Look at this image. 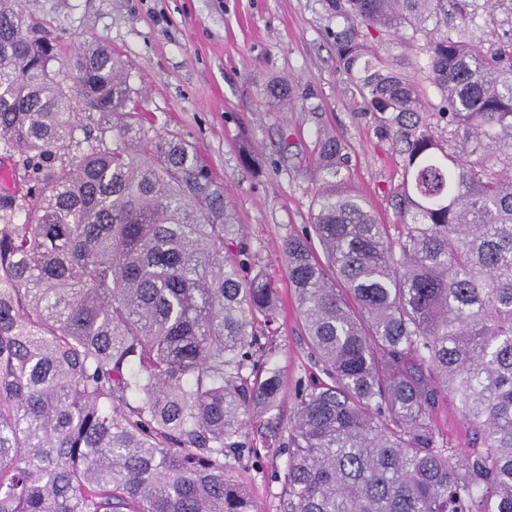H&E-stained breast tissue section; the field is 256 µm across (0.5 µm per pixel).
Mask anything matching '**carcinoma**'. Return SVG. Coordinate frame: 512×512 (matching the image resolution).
Segmentation results:
<instances>
[{
    "label": "carcinoma",
    "instance_id": "cac0c4a2",
    "mask_svg": "<svg viewBox=\"0 0 512 512\" xmlns=\"http://www.w3.org/2000/svg\"><path fill=\"white\" fill-rule=\"evenodd\" d=\"M22 3L0 0V152L23 170L0 196V512H259L228 469L256 453L247 409L276 402L278 371L254 358L275 283L195 147L138 148L110 48H84L66 92ZM324 6L402 156V230L344 182L342 141L319 137L325 260L298 237L283 252L329 382L299 394L280 512H512V39L486 49L470 0ZM428 17L408 64L367 45ZM78 101L100 136L75 138ZM22 189L38 197L15 224ZM444 393L474 435L461 459L430 422Z\"/></svg>",
    "mask_w": 512,
    "mask_h": 512
}]
</instances>
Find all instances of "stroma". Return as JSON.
I'll return each instance as SVG.
<instances>
[{"label":"stroma","instance_id":"obj_1","mask_svg":"<svg viewBox=\"0 0 512 512\" xmlns=\"http://www.w3.org/2000/svg\"><path fill=\"white\" fill-rule=\"evenodd\" d=\"M23 7L54 39V68L65 86L73 84L69 64L85 43L108 46L124 63L149 138L173 135L199 150L224 186L255 264L275 281L280 313L264 343L281 390L274 407L248 411L244 430L258 455L235 463L231 474L261 512H279L295 393L324 378L282 250L288 237L313 233L318 131L344 142L347 185L367 197L382 223L397 221L390 195L402 158L391 139L376 135L336 61L335 18L323 0H25ZM274 82L290 87L292 101L267 99ZM431 421L450 453L471 450L469 424L453 397L440 401Z\"/></svg>","mask_w":512,"mask_h":512}]
</instances>
